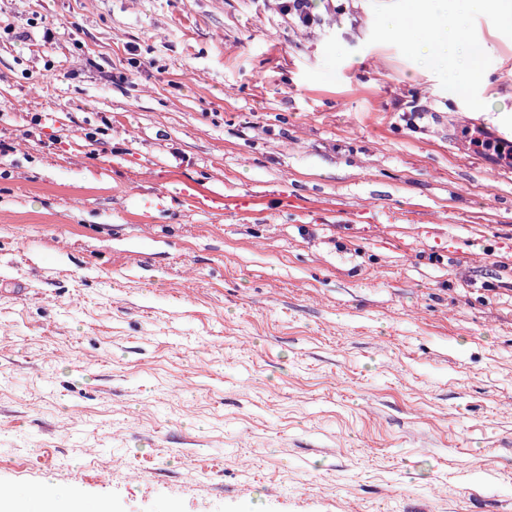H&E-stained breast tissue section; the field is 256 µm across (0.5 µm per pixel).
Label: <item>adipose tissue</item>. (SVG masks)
Instances as JSON below:
<instances>
[{"mask_svg":"<svg viewBox=\"0 0 512 512\" xmlns=\"http://www.w3.org/2000/svg\"><path fill=\"white\" fill-rule=\"evenodd\" d=\"M491 14L497 28L512 30V0H401L398 8L381 16L380 31L405 40L421 70L448 72L460 98H468L474 87L493 90L486 59L493 44L472 38L471 16Z\"/></svg>","mask_w":512,"mask_h":512,"instance_id":"ef3b65f1","label":"adipose tissue"}]
</instances>
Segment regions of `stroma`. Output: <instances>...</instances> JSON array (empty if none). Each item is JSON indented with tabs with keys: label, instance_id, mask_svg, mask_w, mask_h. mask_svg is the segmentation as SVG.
I'll return each mask as SVG.
<instances>
[{
	"label": "stroma",
	"instance_id": "35a3bbf8",
	"mask_svg": "<svg viewBox=\"0 0 512 512\" xmlns=\"http://www.w3.org/2000/svg\"><path fill=\"white\" fill-rule=\"evenodd\" d=\"M392 2L0 0L22 512H512V128Z\"/></svg>",
	"mask_w": 512,
	"mask_h": 512
}]
</instances>
